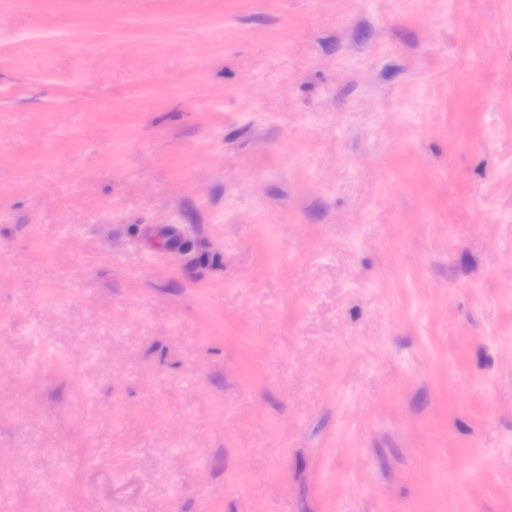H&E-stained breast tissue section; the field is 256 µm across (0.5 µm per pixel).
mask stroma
Listing matches in <instances>:
<instances>
[{"label":"stroma","instance_id":"stroma-1","mask_svg":"<svg viewBox=\"0 0 512 512\" xmlns=\"http://www.w3.org/2000/svg\"><path fill=\"white\" fill-rule=\"evenodd\" d=\"M0 512H512V0H0Z\"/></svg>","mask_w":512,"mask_h":512}]
</instances>
